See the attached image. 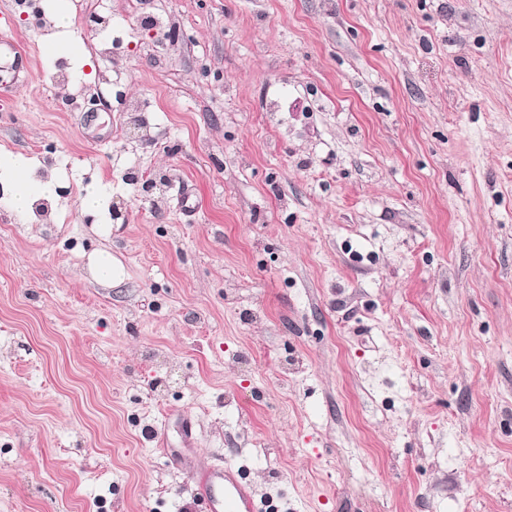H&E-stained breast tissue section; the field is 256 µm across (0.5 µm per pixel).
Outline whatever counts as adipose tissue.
Wrapping results in <instances>:
<instances>
[{"mask_svg":"<svg viewBox=\"0 0 512 512\" xmlns=\"http://www.w3.org/2000/svg\"><path fill=\"white\" fill-rule=\"evenodd\" d=\"M35 159L0 151V204L21 221H29L36 204L57 198L53 177L39 174Z\"/></svg>","mask_w":512,"mask_h":512,"instance_id":"1","label":"adipose tissue"}]
</instances>
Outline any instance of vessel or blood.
Listing matches in <instances>:
<instances>
[{"label": "vessel or blood", "instance_id": "b4317fda", "mask_svg": "<svg viewBox=\"0 0 512 512\" xmlns=\"http://www.w3.org/2000/svg\"><path fill=\"white\" fill-rule=\"evenodd\" d=\"M0 60L13 72L16 82H23L30 69V58L16 39L0 33ZM198 491L209 512H260L261 506L231 469L214 466L199 477Z\"/></svg>", "mask_w": 512, "mask_h": 512}]
</instances>
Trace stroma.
Here are the masks:
<instances>
[{
  "label": "stroma",
  "instance_id": "stroma-1",
  "mask_svg": "<svg viewBox=\"0 0 512 512\" xmlns=\"http://www.w3.org/2000/svg\"><path fill=\"white\" fill-rule=\"evenodd\" d=\"M62 6L87 62L0 0L59 183L0 206V512H512V0ZM89 270L95 280H104L112 284L121 282L124 277L121 264L105 251H98L90 256ZM200 497L209 512H258L263 509L230 468L214 466L198 478Z\"/></svg>",
  "mask_w": 512,
  "mask_h": 512
}]
</instances>
